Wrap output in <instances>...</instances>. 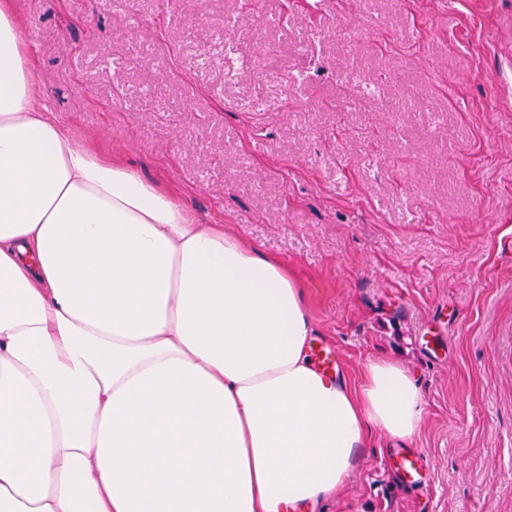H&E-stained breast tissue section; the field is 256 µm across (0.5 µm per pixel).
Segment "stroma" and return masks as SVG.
<instances>
[{
	"label": "stroma",
	"instance_id": "obj_1",
	"mask_svg": "<svg viewBox=\"0 0 512 512\" xmlns=\"http://www.w3.org/2000/svg\"><path fill=\"white\" fill-rule=\"evenodd\" d=\"M242 3L14 8L38 104L283 260L350 383L377 359L415 378L426 484L376 431L316 512H512V0ZM395 469L399 476L409 483H420L428 469L425 456L418 450L400 449L396 453Z\"/></svg>",
	"mask_w": 512,
	"mask_h": 512
}]
</instances>
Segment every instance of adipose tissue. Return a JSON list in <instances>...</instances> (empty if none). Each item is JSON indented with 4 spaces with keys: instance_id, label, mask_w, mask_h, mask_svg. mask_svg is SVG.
<instances>
[{
    "instance_id": "obj_1",
    "label": "adipose tissue",
    "mask_w": 512,
    "mask_h": 512,
    "mask_svg": "<svg viewBox=\"0 0 512 512\" xmlns=\"http://www.w3.org/2000/svg\"><path fill=\"white\" fill-rule=\"evenodd\" d=\"M20 30L0 0V512H311L413 438L412 376L328 379L287 266L37 106Z\"/></svg>"
}]
</instances>
